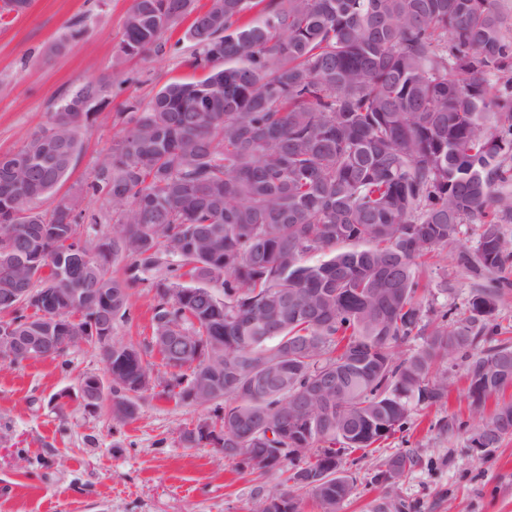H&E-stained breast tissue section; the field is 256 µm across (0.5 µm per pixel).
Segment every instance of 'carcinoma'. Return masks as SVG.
Here are the masks:
<instances>
[{"label":"carcinoma","mask_w":512,"mask_h":512,"mask_svg":"<svg viewBox=\"0 0 512 512\" xmlns=\"http://www.w3.org/2000/svg\"><path fill=\"white\" fill-rule=\"evenodd\" d=\"M29 0H0V19ZM205 78L175 81L148 103L124 107L123 134L100 161L87 192L112 201V239L79 234L82 213L58 201L28 206L70 172L87 133L84 119L106 103L88 81L62 99L39 132L0 155V289L47 290L59 304L40 358L70 348L66 325L130 316L131 289L156 291L151 340L137 350L99 347L112 373V417L138 413L144 355L178 370L167 392L187 405L202 377L224 458L261 473L283 471L289 490L312 492L340 512L353 477L343 455L388 439L415 405L445 403L448 353L461 355L468 396L479 408L512 385L508 341L480 348L506 281L469 301V315L422 322L425 259L481 227L457 264L476 277L512 265V30L500 0H133L118 52L162 50L184 20ZM58 129L55 148L47 132ZM29 255L17 270L11 254ZM68 270L60 274L61 260ZM125 262V276L109 264ZM11 310L18 335L40 319ZM185 336L186 356L164 343ZM422 344L398 356L400 344ZM218 345L210 359L198 345ZM281 358L265 378L255 370ZM334 381L314 419L297 413L302 393ZM486 448L512 436V402L483 424ZM272 431L273 438L266 436ZM306 456L273 453L278 435ZM410 451L384 467L401 475ZM324 476L320 485L312 479Z\"/></svg>","instance_id":"obj_1"}]
</instances>
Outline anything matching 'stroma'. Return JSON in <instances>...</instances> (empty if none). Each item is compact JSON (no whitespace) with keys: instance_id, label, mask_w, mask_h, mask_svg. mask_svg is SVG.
<instances>
[{"instance_id":"stroma-1","label":"stroma","mask_w":512,"mask_h":512,"mask_svg":"<svg viewBox=\"0 0 512 512\" xmlns=\"http://www.w3.org/2000/svg\"><path fill=\"white\" fill-rule=\"evenodd\" d=\"M131 4L31 0L24 14L0 21V154L41 130L62 95L91 80L111 84L107 106L89 118L73 168L56 193L38 200L39 210L80 194L122 131L126 102H145L170 82L205 76L186 64L196 46L182 26L176 46L118 56ZM54 41L62 50L45 55ZM479 234V225H463L458 242L439 249L425 266L431 290L422 304L424 320L447 309L463 315L478 281L457 265L456 253L475 249ZM154 303L151 285L134 289L130 319L116 323L113 338L138 344L151 335ZM446 368V404L415 408L404 429L381 447L347 454L356 482L340 512H369L386 495L412 504L413 512H512V437L485 456L470 445L498 402L512 401V386L477 410L466 396L464 360L450 357ZM103 371L99 350L88 345L54 361L16 365L0 358V512H250L261 495L283 490L281 473L240 469L219 449L184 444L183 432L209 411L176 402L160 382L140 399L132 421L86 408L73 390L82 376ZM398 450L415 453L420 465L394 487L373 483L383 459Z\"/></svg>"}]
</instances>
